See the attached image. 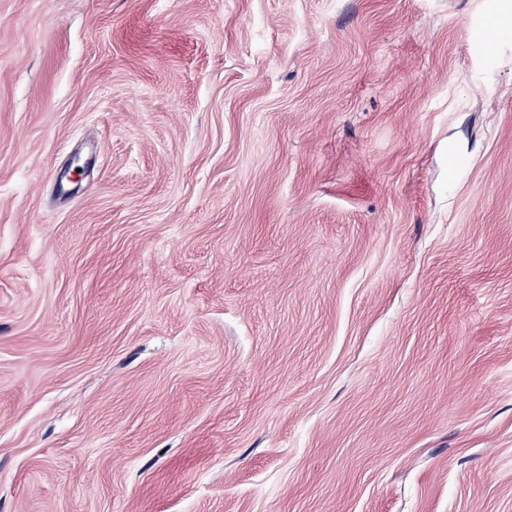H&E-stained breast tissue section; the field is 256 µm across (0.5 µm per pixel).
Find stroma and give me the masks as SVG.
Wrapping results in <instances>:
<instances>
[{
	"instance_id": "35a3bbf8",
	"label": "stroma",
	"mask_w": 512,
	"mask_h": 512,
	"mask_svg": "<svg viewBox=\"0 0 512 512\" xmlns=\"http://www.w3.org/2000/svg\"><path fill=\"white\" fill-rule=\"evenodd\" d=\"M0 512H512V0H0Z\"/></svg>"
}]
</instances>
